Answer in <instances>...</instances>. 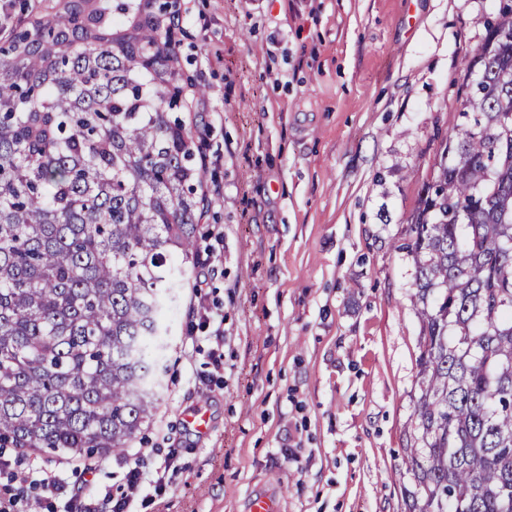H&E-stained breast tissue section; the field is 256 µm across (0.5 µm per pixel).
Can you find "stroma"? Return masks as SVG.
<instances>
[{
    "label": "stroma",
    "mask_w": 512,
    "mask_h": 512,
    "mask_svg": "<svg viewBox=\"0 0 512 512\" xmlns=\"http://www.w3.org/2000/svg\"><path fill=\"white\" fill-rule=\"evenodd\" d=\"M495 0H190L181 114L205 155L198 250L224 373L183 280L135 448H175L139 512H407L420 322L399 244ZM206 432L188 430L191 410ZM200 268L203 273L198 278L193 301L191 299L192 309L202 320L204 326L210 327L212 325L210 339L214 343V347L210 350V357L214 370L220 373V371L224 372V316L217 312V307L210 305L206 295H202L203 284H206L207 276L214 275L216 269L209 259V254L205 259H202Z\"/></svg>",
    "instance_id": "35a3bbf8"
}]
</instances>
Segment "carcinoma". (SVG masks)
Masks as SVG:
<instances>
[{"mask_svg": "<svg viewBox=\"0 0 512 512\" xmlns=\"http://www.w3.org/2000/svg\"><path fill=\"white\" fill-rule=\"evenodd\" d=\"M0 59V448L119 453L152 420L208 205L153 0H60ZM400 249L420 322L410 512H512V0L463 62Z\"/></svg>", "mask_w": 512, "mask_h": 512, "instance_id": "obj_1", "label": "carcinoma"}]
</instances>
